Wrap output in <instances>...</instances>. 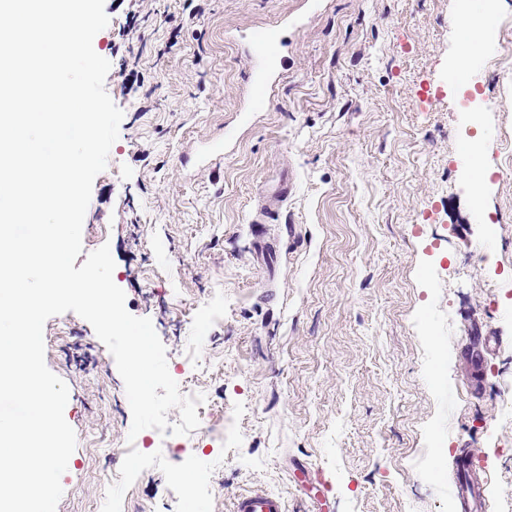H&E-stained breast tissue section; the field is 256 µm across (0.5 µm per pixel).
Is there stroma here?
I'll return each mask as SVG.
<instances>
[{
    "label": "stroma",
    "mask_w": 512,
    "mask_h": 512,
    "mask_svg": "<svg viewBox=\"0 0 512 512\" xmlns=\"http://www.w3.org/2000/svg\"><path fill=\"white\" fill-rule=\"evenodd\" d=\"M484 0H104L124 117L82 251L109 245L200 425L129 438L92 325H44L77 446L56 512H512V57L456 72ZM287 45L245 111L249 33ZM481 115L473 126V115ZM224 155L196 162L200 145ZM289 182L287 200L265 193ZM235 512H285V504L281 496L260 491L236 500Z\"/></svg>",
    "instance_id": "35a3bbf8"
}]
</instances>
